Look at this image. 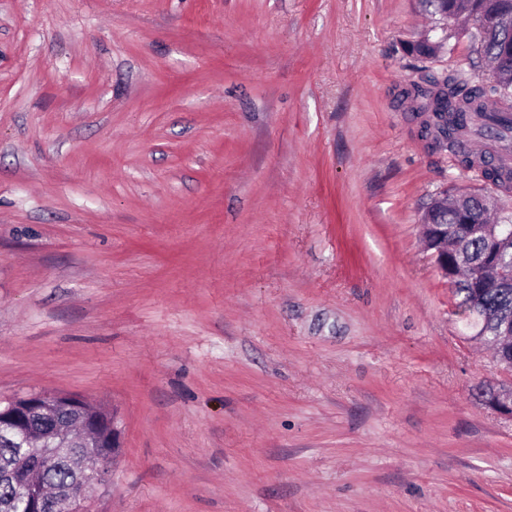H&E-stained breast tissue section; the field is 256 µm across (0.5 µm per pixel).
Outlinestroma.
I'll return each instance as SVG.
<instances>
[{"mask_svg":"<svg viewBox=\"0 0 512 512\" xmlns=\"http://www.w3.org/2000/svg\"><path fill=\"white\" fill-rule=\"evenodd\" d=\"M417 0H0V402L115 416L89 512H512V371L424 247Z\"/></svg>","mask_w":512,"mask_h":512,"instance_id":"stroma-1","label":"stroma"}]
</instances>
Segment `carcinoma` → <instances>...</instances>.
I'll list each match as a JSON object with an SVG mask.
<instances>
[{
  "instance_id": "1",
  "label": "carcinoma",
  "mask_w": 512,
  "mask_h": 512,
  "mask_svg": "<svg viewBox=\"0 0 512 512\" xmlns=\"http://www.w3.org/2000/svg\"><path fill=\"white\" fill-rule=\"evenodd\" d=\"M429 14L447 25L465 14L472 18L476 28L480 55L493 64V76L478 85H469L462 79L443 82L438 89L435 106L448 108V132L444 140L448 149L455 150L458 140L472 133L471 124L485 117L489 102L500 103L498 110L512 112V0H419ZM480 161L485 178L494 182L506 172L491 153L477 156L464 154L460 162L471 167L472 160ZM436 201L427 204L438 224L448 225V259H457L454 249L455 225L462 218L473 222L488 221L495 207L491 197L462 193L448 201V210H435ZM466 277L453 282L454 292L460 298L459 306L475 312L483 338L497 348V352L512 350V339L500 335L505 324L512 321V280L505 279L497 288H474L471 277L481 273L489 255L486 239L475 234L466 246ZM79 411L64 404L59 395L40 394L38 406L29 410L21 423H0V512H29L30 485H35L51 496L72 489L83 470L79 467L85 457L72 458L86 440L75 433Z\"/></svg>"
}]
</instances>
